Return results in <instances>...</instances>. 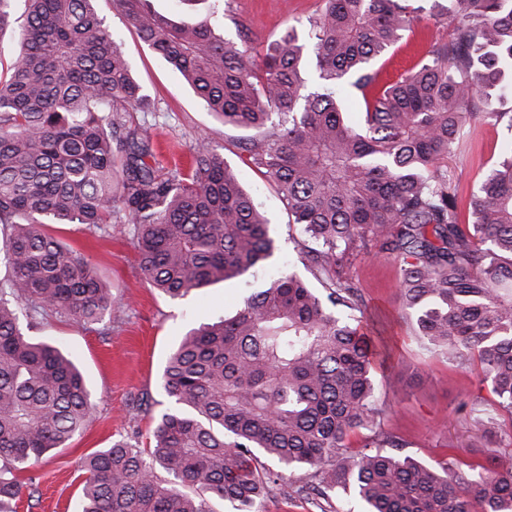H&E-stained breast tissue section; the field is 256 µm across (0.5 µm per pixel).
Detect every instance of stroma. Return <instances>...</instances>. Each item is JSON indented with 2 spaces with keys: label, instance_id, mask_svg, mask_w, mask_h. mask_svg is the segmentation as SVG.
<instances>
[{
  "label": "stroma",
  "instance_id": "35a3bbf8",
  "mask_svg": "<svg viewBox=\"0 0 512 512\" xmlns=\"http://www.w3.org/2000/svg\"><path fill=\"white\" fill-rule=\"evenodd\" d=\"M447 2L419 0V10L401 41L371 62L382 79H397L427 60L432 45L447 41L448 27L433 9L434 4ZM316 6L317 0H224L221 34L231 44L260 48L288 26L305 24ZM93 8L122 42L134 78L154 104L153 111L134 113L133 121L151 137L157 166L185 165L191 146L213 141L268 218L275 251L269 262L244 278L171 299L144 280L125 225L112 223L94 230L79 224L49 225L53 236L84 254L116 301L99 323L83 325L52 317L32 330L33 336L61 342L76 357L96 412L82 433L36 465L39 483L23 487L18 512H73L84 458L131 434L137 435L140 445L149 442L153 417L168 406L161 375L180 337L199 324L233 316L244 297L273 276L288 271L309 275L301 260L306 240L299 227L292 224L271 182L238 156L235 142L240 130L225 127L206 110L181 77L124 25L113 0H94ZM511 145L512 131L505 125L478 124L472 144L447 162L461 200H468L491 163ZM346 273L360 289L363 324L383 328L375 339L373 382L374 402L385 411L349 437L350 452L362 448L370 433L381 432L398 442V455L436 470L447 465L461 470L488 456L504 465L512 463L506 418L478 358L455 367L416 336L397 295L399 262L360 254L351 258ZM304 480L300 472L285 476L257 504V512H342L346 507L363 512L361 502L343 504L335 493L315 501L297 497L293 490Z\"/></svg>",
  "mask_w": 512,
  "mask_h": 512
}]
</instances>
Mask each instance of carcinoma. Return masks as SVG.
Instances as JSON below:
<instances>
[{"mask_svg":"<svg viewBox=\"0 0 512 512\" xmlns=\"http://www.w3.org/2000/svg\"><path fill=\"white\" fill-rule=\"evenodd\" d=\"M197 22L152 0H114L125 22L226 127L251 130L243 163L267 176L306 253L318 294L294 272L271 279L232 317L191 328L161 385L172 408L153 446L130 438L88 456L76 512H214L213 498L254 512L275 484L270 460L309 472L312 489L366 512H512V464L443 473L383 448L355 454L349 435L381 413L375 345L362 331L350 258L376 249L401 263L399 293L416 335L464 366L477 354L512 425V151L460 200L445 162L483 119L512 128L494 102L512 91V0H454L450 40L379 84L369 68L397 43L411 0H320L307 36L289 27L262 54L224 41V0ZM0 0V512H16L31 469L92 419L71 356L29 335L37 320H102L114 297L48 224L132 225L139 268L171 299L238 279L274 254L269 224L210 142L186 170H163L149 136L127 123L152 104L92 0ZM318 83L303 76L305 55ZM361 94L363 126L344 117L338 88Z\"/></svg>","mask_w":512,"mask_h":512,"instance_id":"1","label":"carcinoma"}]
</instances>
